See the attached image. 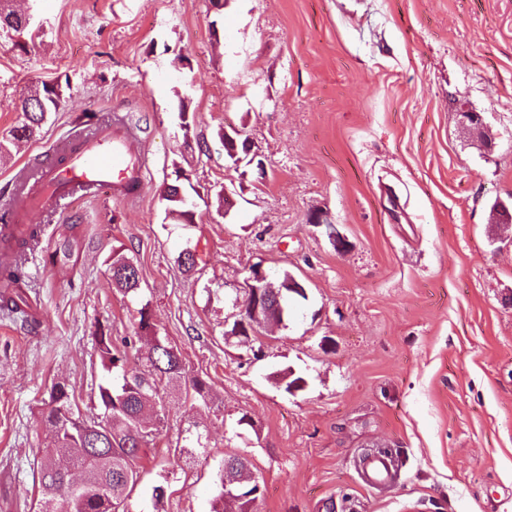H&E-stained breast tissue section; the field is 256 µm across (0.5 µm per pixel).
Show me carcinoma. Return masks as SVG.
I'll return each instance as SVG.
<instances>
[{
    "instance_id": "1",
    "label": "carcinoma",
    "mask_w": 512,
    "mask_h": 512,
    "mask_svg": "<svg viewBox=\"0 0 512 512\" xmlns=\"http://www.w3.org/2000/svg\"><path fill=\"white\" fill-rule=\"evenodd\" d=\"M0 0V31L21 37L27 33L25 20L6 8ZM64 89L59 85L42 84L21 100L24 121L12 132L13 140H28L42 127L50 113L59 109ZM187 191L186 183L176 180L165 187L166 201L171 206L169 215L176 221L193 223L191 207L176 200L178 191ZM22 271L17 266L0 267V309L14 313L20 310L19 294L12 296L5 290L19 283ZM112 283L124 294H137L140 287L139 272L133 262L122 254L112 255ZM148 307L140 309V318L134 339L150 349L145 356L146 370L129 373L126 353L117 349L112 336L99 329L96 336L103 369L115 375L112 381L98 384L96 399L102 410L95 420L83 417L73 407L65 385L55 384L47 407L42 412L49 441L42 448L39 469L38 502L43 512H58L63 499L73 503V512H118V507L135 489L139 481L137 461L143 448L160 435L163 405L160 391L170 385H188L193 392L203 395L205 383L190 377L177 346L158 335L151 322ZM65 470L77 469L85 484L72 489ZM224 468L240 477L236 484L234 507L241 509L259 497V483L251 474L249 462L240 456L224 459ZM107 504V510L95 508Z\"/></svg>"
}]
</instances>
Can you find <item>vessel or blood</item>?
<instances>
[{
	"label": "vessel or blood",
	"mask_w": 512,
	"mask_h": 512,
	"mask_svg": "<svg viewBox=\"0 0 512 512\" xmlns=\"http://www.w3.org/2000/svg\"><path fill=\"white\" fill-rule=\"evenodd\" d=\"M134 130L116 115L87 119L79 136L57 142L33 156L0 199V246L11 249L33 217L59 216L75 199L107 194L121 199L140 193L145 158L133 151ZM369 485L379 486L392 475L388 452L379 451L361 464Z\"/></svg>",
	"instance_id": "vessel-or-blood-1"
}]
</instances>
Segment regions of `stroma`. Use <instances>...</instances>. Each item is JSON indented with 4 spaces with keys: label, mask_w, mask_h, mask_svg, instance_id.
Segmentation results:
<instances>
[{
    "label": "stroma",
    "mask_w": 512,
    "mask_h": 512,
    "mask_svg": "<svg viewBox=\"0 0 512 512\" xmlns=\"http://www.w3.org/2000/svg\"><path fill=\"white\" fill-rule=\"evenodd\" d=\"M13 7L44 33L23 46L0 35V139L29 89L58 83L65 97L0 155V191L82 115L115 109L147 167L136 200H87L44 225L56 263L22 287L38 325L0 313V512H33L52 386L98 413L96 330L121 344L144 306L209 393L163 391L125 512H211L234 454L259 479L257 512H512V224L490 223L495 202L512 204V0ZM463 111L481 115L490 148ZM224 131L249 140L265 175L233 166ZM179 168L201 194L190 224L166 217ZM116 251L139 269L138 298L112 283ZM256 265L306 297L271 336L225 340ZM286 370L302 389L286 391ZM376 448L397 464L380 491L356 471Z\"/></svg>",
    "instance_id": "obj_1"
}]
</instances>
